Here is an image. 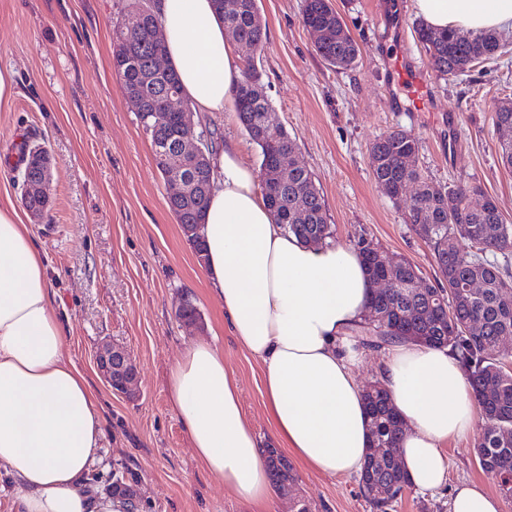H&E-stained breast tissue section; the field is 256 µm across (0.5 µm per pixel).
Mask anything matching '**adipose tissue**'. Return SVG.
<instances>
[{"label": "adipose tissue", "instance_id": "adipose-tissue-1", "mask_svg": "<svg viewBox=\"0 0 512 512\" xmlns=\"http://www.w3.org/2000/svg\"><path fill=\"white\" fill-rule=\"evenodd\" d=\"M435 31L512 30V0H412ZM167 64L202 113L234 112L241 55L211 0H152ZM201 275L229 330L262 364L264 407L282 449L333 476L361 471L371 447L356 353L345 338L363 321L374 284L357 250L308 245L278 224L239 143L211 156ZM47 258L13 202L0 203V477L11 512H127L91 483L103 467L102 409L74 363L52 305ZM405 426L401 462L413 486L440 488L448 440L474 432V399L448 350L402 342L376 367ZM169 397L201 465L254 512H269L265 450L246 419L236 377L212 341H192L173 366ZM448 512H502L475 483Z\"/></svg>", "mask_w": 512, "mask_h": 512}]
</instances>
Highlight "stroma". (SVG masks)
<instances>
[{"label":"stroma","mask_w":512,"mask_h":512,"mask_svg":"<svg viewBox=\"0 0 512 512\" xmlns=\"http://www.w3.org/2000/svg\"><path fill=\"white\" fill-rule=\"evenodd\" d=\"M303 0H258L266 44L254 61L279 119L295 140L298 159L314 175L335 242L353 245L366 234L388 255L415 263L423 282L436 264L428 244L405 222L375 183L369 150L401 129L418 137L416 165L445 184L476 181L512 224V171L498 160L495 111L512 102V34H500L497 57L442 80L413 29L412 0H332L360 55L350 70L330 69L302 23ZM127 0H0V67L16 73L18 93L0 108V156L17 134L49 152L51 207L36 224L48 257L54 308L69 350L103 405L105 456L136 470L143 512H251L199 463L169 401L171 369L186 345L215 338L236 376L247 419L262 446L273 443L262 391L261 364L224 322V308L199 278L200 266L166 204V186L134 107L113 70L112 29ZM407 52L432 88L427 112H396L381 80L385 57ZM196 127L218 129L241 142L259 166V149L236 117L194 116ZM191 298L202 329H186L175 311ZM121 344L139 370V395L113 394L94 364L98 346ZM475 439L443 448L445 483L408 489L393 512H448L454 489L495 486L480 469ZM297 482L276 495L273 512H291L301 496L313 512H371L352 476H328L294 462Z\"/></svg>","instance_id":"obj_1"}]
</instances>
